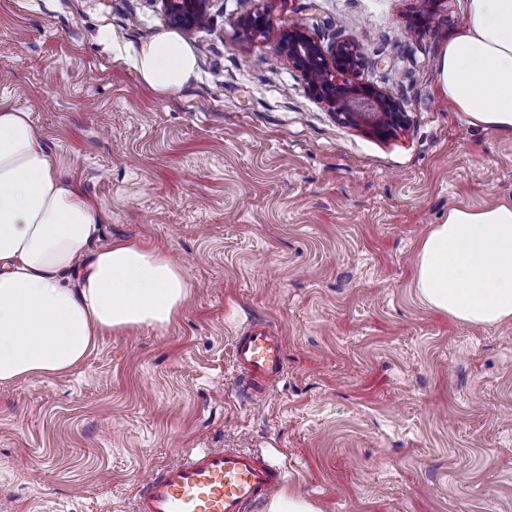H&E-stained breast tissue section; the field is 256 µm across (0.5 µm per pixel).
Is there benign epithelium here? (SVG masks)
Segmentation results:
<instances>
[{
	"instance_id": "1",
	"label": "benign epithelium",
	"mask_w": 512,
	"mask_h": 512,
	"mask_svg": "<svg viewBox=\"0 0 512 512\" xmlns=\"http://www.w3.org/2000/svg\"><path fill=\"white\" fill-rule=\"evenodd\" d=\"M207 0H162L170 26L182 31L198 27L207 16ZM271 27L261 11L250 13L237 22V29L248 41L266 36ZM282 54L298 70L309 85V91L325 104L337 118L363 124L376 135L388 138L405 126L406 113L400 111L383 91L358 82L362 64L356 42L350 38L325 47L300 25H292L279 33Z\"/></svg>"
}]
</instances>
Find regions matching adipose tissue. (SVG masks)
I'll use <instances>...</instances> for the list:
<instances>
[{
    "label": "adipose tissue",
    "mask_w": 512,
    "mask_h": 512,
    "mask_svg": "<svg viewBox=\"0 0 512 512\" xmlns=\"http://www.w3.org/2000/svg\"><path fill=\"white\" fill-rule=\"evenodd\" d=\"M141 82L175 94L196 75L177 35L144 43ZM442 92L471 125L512 132V0H464L441 59ZM109 216L59 174L29 113L0 105V383L61 375L105 332L168 325L188 283L170 258L128 240L99 244ZM414 287L456 322L512 321V202L452 208L432 225Z\"/></svg>",
    "instance_id": "obj_1"
}]
</instances>
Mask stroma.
<instances>
[{"mask_svg": "<svg viewBox=\"0 0 512 512\" xmlns=\"http://www.w3.org/2000/svg\"><path fill=\"white\" fill-rule=\"evenodd\" d=\"M160 0H0V105L30 113L59 173L189 295L165 328L98 337L70 372L0 384V512H131L190 448H249L320 512H512V323L422 303L414 259L451 208L512 202V133L443 95L463 0H209L173 96L131 60L169 26ZM271 30L243 42L236 22ZM355 39L360 78L409 123L340 122L278 32ZM261 321L287 371L235 393L236 336ZM271 23L264 12L256 11L241 17L237 22V29L248 41H254L261 37H265L269 32Z\"/></svg>", "mask_w": 512, "mask_h": 512, "instance_id": "1", "label": "stroma"}]
</instances>
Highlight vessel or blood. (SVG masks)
<instances>
[{"label":"vessel or blood","mask_w":512,"mask_h":512,"mask_svg":"<svg viewBox=\"0 0 512 512\" xmlns=\"http://www.w3.org/2000/svg\"><path fill=\"white\" fill-rule=\"evenodd\" d=\"M237 392L267 396L284 372L281 337L262 325L237 336ZM288 482V472L261 453L238 448H193L144 484L132 512H255Z\"/></svg>","instance_id":"vessel-or-blood-1"}]
</instances>
